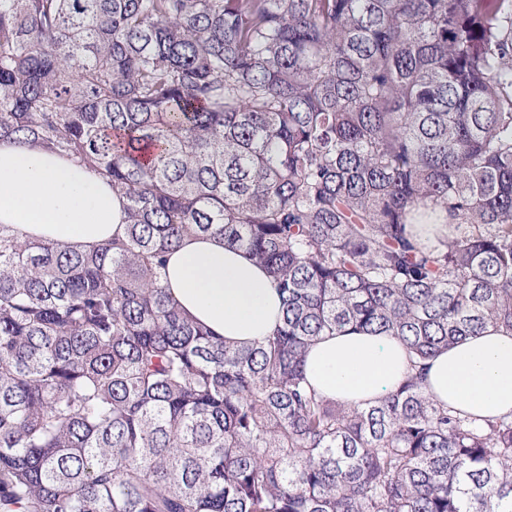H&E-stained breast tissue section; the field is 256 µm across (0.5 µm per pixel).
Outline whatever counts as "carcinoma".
I'll return each mask as SVG.
<instances>
[{
	"mask_svg": "<svg viewBox=\"0 0 512 512\" xmlns=\"http://www.w3.org/2000/svg\"><path fill=\"white\" fill-rule=\"evenodd\" d=\"M4 138L109 179L127 225H0V512H512V416L425 383L512 333V0H0ZM190 235L267 269L269 335L170 298ZM345 331L406 346L395 391L309 385Z\"/></svg>",
	"mask_w": 512,
	"mask_h": 512,
	"instance_id": "cac0c4a2",
	"label": "carcinoma"
}]
</instances>
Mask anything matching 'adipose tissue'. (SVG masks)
Segmentation results:
<instances>
[{
  "instance_id": "ef3b65f1",
  "label": "adipose tissue",
  "mask_w": 512,
  "mask_h": 512,
  "mask_svg": "<svg viewBox=\"0 0 512 512\" xmlns=\"http://www.w3.org/2000/svg\"><path fill=\"white\" fill-rule=\"evenodd\" d=\"M124 199L74 160L0 141V224L21 239L57 240L90 251L123 235ZM167 290L179 308L228 341L266 336L282 300L265 269L217 236L184 239L169 253ZM409 368L405 346L363 332L322 336L308 353L306 377L323 396L368 402L394 391ZM426 383L437 400L483 419L512 414V335L487 329L429 360Z\"/></svg>"
}]
</instances>
